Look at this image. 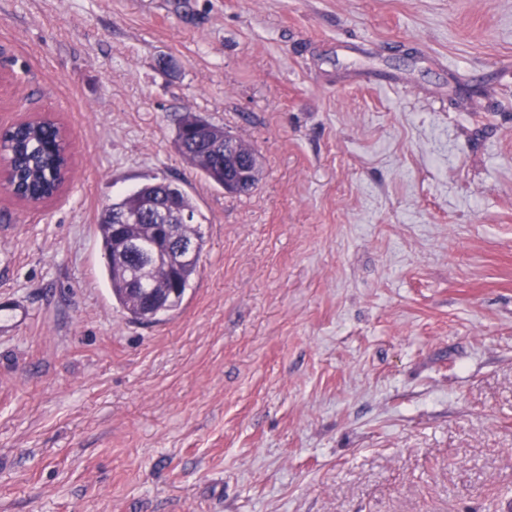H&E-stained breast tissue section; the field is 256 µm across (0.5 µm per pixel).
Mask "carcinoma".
Wrapping results in <instances>:
<instances>
[{
    "instance_id": "1",
    "label": "carcinoma",
    "mask_w": 512,
    "mask_h": 512,
    "mask_svg": "<svg viewBox=\"0 0 512 512\" xmlns=\"http://www.w3.org/2000/svg\"><path fill=\"white\" fill-rule=\"evenodd\" d=\"M197 126H206L216 135L225 134L224 128L194 115H185L179 123L175 145L185 161L210 183L224 187V170L235 167L236 156L255 153V149L240 138H235L236 155L225 158L218 165L193 148L189 133ZM66 145L56 124L42 119L18 124L7 130L0 139L3 153L17 184L16 193L25 200H43L54 195L63 177ZM164 195L175 201L181 212L190 215V222H176L174 233L178 239L195 242L191 254L173 252L158 259L150 258L158 235V227L144 221L131 227L129 237L137 241L138 256L120 250L115 230V218L125 210L137 208L151 196ZM205 216L191 200L186 190L164 180L147 182L136 190L104 206L96 224L95 233L103 258V275L112 293V300L131 322H150L161 314L178 310L188 288L198 275L205 246L202 221Z\"/></svg>"
}]
</instances>
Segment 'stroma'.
<instances>
[{
  "label": "stroma",
  "instance_id": "1",
  "mask_svg": "<svg viewBox=\"0 0 512 512\" xmlns=\"http://www.w3.org/2000/svg\"><path fill=\"white\" fill-rule=\"evenodd\" d=\"M35 116L71 177L0 189V512H512V0H0V130ZM154 178L206 246L137 324L95 225ZM197 126H206L212 130L215 135L224 136L227 135L223 144L213 143L211 136L205 129L199 130L198 134L195 137V143L198 144H208L213 147L215 151L218 153H222L224 151L225 146L228 148L234 146L235 140V152L238 156L256 154L255 149L242 140L241 138L234 137L224 131V128L216 126L207 120L194 115L187 114L185 115L179 123L176 137H175V145L178 152L182 155L185 161L196 171H198L202 177L205 178L210 183H213L221 188H224V168L226 169H234L236 157L230 155L225 158L223 165H217L216 163L210 161L208 157L197 151L193 148L189 142V133L191 130ZM229 136H232L233 139ZM256 161V156H244L240 163L242 168L246 169L254 165Z\"/></svg>",
  "mask_w": 512,
  "mask_h": 512
}]
</instances>
